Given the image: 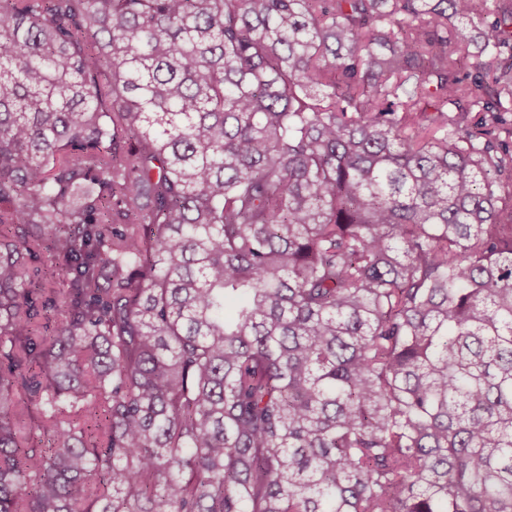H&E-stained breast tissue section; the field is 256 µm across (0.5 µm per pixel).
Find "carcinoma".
Returning a JSON list of instances; mask_svg holds the SVG:
<instances>
[{
  "label": "carcinoma",
  "instance_id": "1",
  "mask_svg": "<svg viewBox=\"0 0 512 512\" xmlns=\"http://www.w3.org/2000/svg\"><path fill=\"white\" fill-rule=\"evenodd\" d=\"M0 512H512V0H0Z\"/></svg>",
  "mask_w": 512,
  "mask_h": 512
}]
</instances>
